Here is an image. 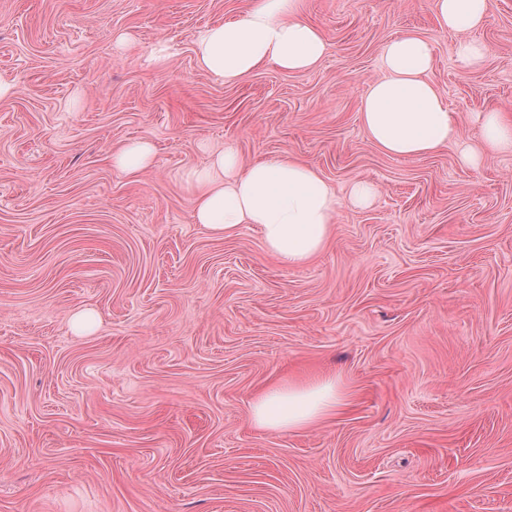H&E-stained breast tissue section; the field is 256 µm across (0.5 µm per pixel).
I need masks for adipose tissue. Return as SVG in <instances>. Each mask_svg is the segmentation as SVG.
Returning a JSON list of instances; mask_svg holds the SVG:
<instances>
[{
    "instance_id": "adipose-tissue-1",
    "label": "adipose tissue",
    "mask_w": 512,
    "mask_h": 512,
    "mask_svg": "<svg viewBox=\"0 0 512 512\" xmlns=\"http://www.w3.org/2000/svg\"><path fill=\"white\" fill-rule=\"evenodd\" d=\"M490 7V0H432L440 27L461 36L454 54L463 67L478 66L487 54L467 34L484 24ZM192 45L200 68L229 83L270 64L289 73L313 70L327 49L322 30L304 15L303 0H250L241 15L195 33ZM382 64L384 77L369 83L360 105L363 128L380 151L416 158L454 146L469 166L486 154L512 151V114L506 112L478 114L482 142H464L455 113L429 77L433 47L425 37L408 31L389 40ZM184 179L197 189L194 222L214 235L230 237L254 225L266 253L291 266L308 264L329 242L339 201L306 163L278 157L246 165L229 144ZM343 402L335 379L291 380L255 396L250 418L264 430L302 431Z\"/></svg>"
}]
</instances>
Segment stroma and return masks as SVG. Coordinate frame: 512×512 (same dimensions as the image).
<instances>
[{"label": "stroma", "mask_w": 512, "mask_h": 512, "mask_svg": "<svg viewBox=\"0 0 512 512\" xmlns=\"http://www.w3.org/2000/svg\"><path fill=\"white\" fill-rule=\"evenodd\" d=\"M247 6L0 0V512H512V152L393 157L360 119L414 31L478 143L475 113L512 114V0L471 32L475 69L430 0H306L321 64L227 84L192 35ZM162 39L178 56L147 66ZM140 139L154 164L125 177L111 154ZM225 144L341 198L311 263L194 223L183 173ZM356 181L370 206L346 203ZM318 376L350 395L334 417L251 424L260 392ZM456 61L463 67L471 68L478 66L487 54L484 44L474 40H460L454 50Z\"/></svg>", "instance_id": "obj_1"}]
</instances>
